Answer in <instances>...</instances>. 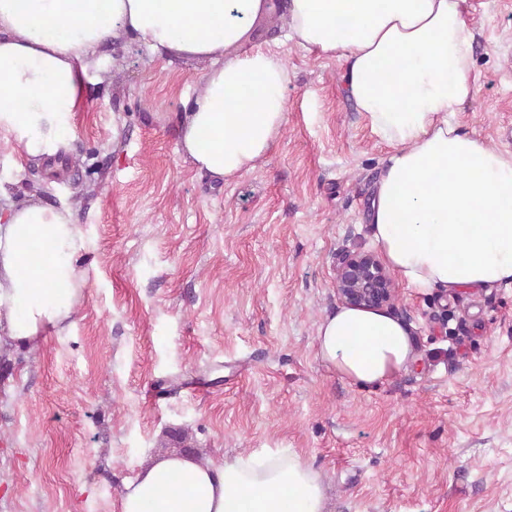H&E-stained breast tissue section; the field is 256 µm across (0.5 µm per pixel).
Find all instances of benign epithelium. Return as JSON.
<instances>
[{"label": "benign epithelium", "mask_w": 512, "mask_h": 512, "mask_svg": "<svg viewBox=\"0 0 512 512\" xmlns=\"http://www.w3.org/2000/svg\"><path fill=\"white\" fill-rule=\"evenodd\" d=\"M336 297L347 305L396 311L397 285L382 261L365 251L336 253Z\"/></svg>", "instance_id": "1"}]
</instances>
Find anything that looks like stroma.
Here are the masks:
<instances>
[{"mask_svg": "<svg viewBox=\"0 0 512 512\" xmlns=\"http://www.w3.org/2000/svg\"><path fill=\"white\" fill-rule=\"evenodd\" d=\"M477 93L458 120L512 152V0H464ZM288 121L249 173L184 163L179 114L204 67L112 48L68 151L26 158L0 138V185L72 204L87 279L72 327L0 356V512H119L150 459L204 463L264 448L302 457L328 512H512V287L399 285L419 361L361 387L316 356L338 251L372 250L387 149L349 98L345 65L275 44Z\"/></svg>", "mask_w": 512, "mask_h": 512, "instance_id": "35a3bbf8", "label": "stroma"}]
</instances>
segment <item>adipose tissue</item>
<instances>
[{
    "instance_id": "1",
    "label": "adipose tissue",
    "mask_w": 512,
    "mask_h": 512,
    "mask_svg": "<svg viewBox=\"0 0 512 512\" xmlns=\"http://www.w3.org/2000/svg\"><path fill=\"white\" fill-rule=\"evenodd\" d=\"M289 0L286 41L346 64V90L388 152L369 222L385 264L410 288L512 287V152L462 129L473 99L476 30L462 0ZM272 0H0V138L30 159L63 153L104 47L145 46L206 63L180 117L184 161L216 180L255 169L287 123L289 76L269 48L242 50ZM86 246L72 206L0 187V354L67 326ZM338 375L378 386L417 360L410 332L384 310L346 305L317 329ZM318 471L269 450L201 464L160 456L120 495V512H325Z\"/></svg>"
}]
</instances>
